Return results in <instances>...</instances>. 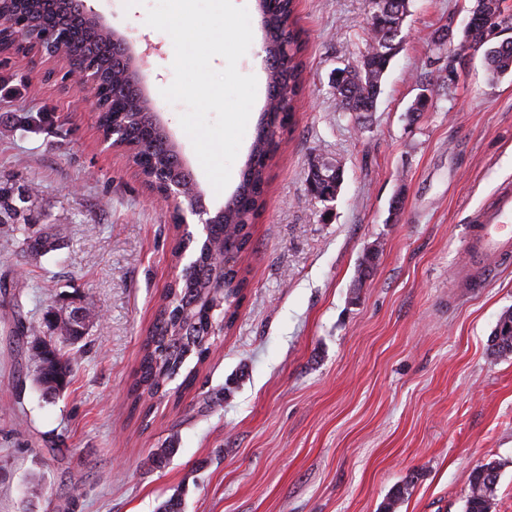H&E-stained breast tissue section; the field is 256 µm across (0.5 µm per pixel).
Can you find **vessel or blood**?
Segmentation results:
<instances>
[{"instance_id":"b4317fda","label":"vessel or blood","mask_w":512,"mask_h":512,"mask_svg":"<svg viewBox=\"0 0 512 512\" xmlns=\"http://www.w3.org/2000/svg\"><path fill=\"white\" fill-rule=\"evenodd\" d=\"M469 268L488 275L496 266L512 263V190L499 192L484 210L468 238Z\"/></svg>"}]
</instances>
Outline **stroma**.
I'll list each match as a JSON object with an SVG mask.
<instances>
[{"label":"stroma","mask_w":512,"mask_h":512,"mask_svg":"<svg viewBox=\"0 0 512 512\" xmlns=\"http://www.w3.org/2000/svg\"><path fill=\"white\" fill-rule=\"evenodd\" d=\"M236 2L253 32L238 70L257 79L255 121L263 34L255 0ZM86 3L133 41L181 158L206 204L222 206L252 133L215 193L180 126L183 105L160 94L174 48L145 23L156 0ZM473 5L410 0L377 110L358 123L339 109L332 75L370 42L369 0H296L303 89L252 228L246 296L193 387L145 418L128 390L176 275L171 211L152 202L126 152L101 146L61 64L0 53V180L29 194L39 228L65 227L54 251L31 260L0 225V512H157L179 491L183 512H382L406 481L398 512H464L467 476L488 462L500 466L492 512H512V356L489 351L512 308V266L479 288L453 278L468 225L512 184V76L492 79L478 52L455 82L426 77L448 61L433 32L463 29ZM425 82L433 104L411 111ZM317 161L343 169L333 201L306 189ZM374 244L373 272L356 285ZM60 307L91 319L68 348L70 385L51 398L16 325ZM168 446L167 465L148 466Z\"/></svg>","instance_id":"35a3bbf8"}]
</instances>
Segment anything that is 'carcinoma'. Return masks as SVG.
<instances>
[{
	"mask_svg": "<svg viewBox=\"0 0 512 512\" xmlns=\"http://www.w3.org/2000/svg\"><path fill=\"white\" fill-rule=\"evenodd\" d=\"M261 17L265 53L269 69L267 98L276 101L271 110H263L256 124L248 159L241 169L240 182L233 195L224 202V216L210 226L209 237L216 248L233 260L224 266V307L211 311L206 302L208 286L220 274L210 256L194 242L178 240L173 256L181 259L183 250L195 253L196 265L189 277H181L161 296L155 321L142 342V355L130 388L132 410L148 416L149 401L169 396V384L181 379L177 389L192 386L198 367L210 353L209 333L213 324L224 322L230 328L244 299L246 269L242 266L252 226L265 204V186L270 162L280 136L291 125L295 101L301 89L302 41L295 27L296 0H256ZM405 0H371V15L381 20L372 28V41L361 56L360 64L341 70L335 80L336 99L342 111L356 120L376 111L381 82L393 58L400 51L406 15ZM14 18L26 20L33 28L51 29L69 35L60 42L63 56L78 47L102 71L108 83L109 111L98 116L101 125L123 126L131 144L133 162L152 171L163 170L182 181L192 179L190 170L180 162L177 151L166 135L154 126L149 111L142 110L141 99L116 53L112 37L102 29L88 25L80 0H0V32L10 30ZM488 70L494 77L512 73V42H501L485 51ZM307 189L322 202L332 201L341 189V175L329 180L318 179L308 172ZM25 198H15L13 188L0 182V225L8 227L17 248L29 257H42L54 250L64 234L61 224L45 231L34 229L30 215L18 205ZM489 349L497 356L512 355V308L502 312L490 337ZM35 382L43 392L57 396L70 382L71 359L57 342L40 341L28 356ZM499 482V467L494 462L473 469L468 475V492L464 512H491Z\"/></svg>",
	"mask_w": 512,
	"mask_h": 512,
	"instance_id": "1",
	"label": "carcinoma"
}]
</instances>
